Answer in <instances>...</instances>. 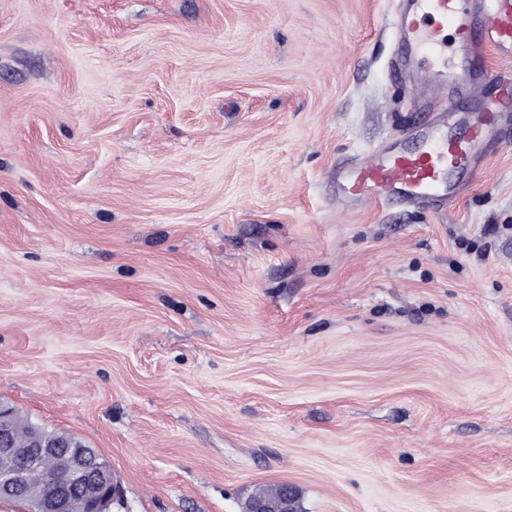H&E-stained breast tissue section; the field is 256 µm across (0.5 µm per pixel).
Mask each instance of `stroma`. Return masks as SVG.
Segmentation results:
<instances>
[{
  "label": "stroma",
  "mask_w": 512,
  "mask_h": 512,
  "mask_svg": "<svg viewBox=\"0 0 512 512\" xmlns=\"http://www.w3.org/2000/svg\"><path fill=\"white\" fill-rule=\"evenodd\" d=\"M391 3L0 0V403L121 512H512V144L331 188L413 145ZM276 487L277 485L256 490L246 501L243 512H247L250 506L251 512H297L295 506L296 493L288 484H284L271 496L258 498L253 501L257 496L269 492Z\"/></svg>",
  "instance_id": "stroma-1"
}]
</instances>
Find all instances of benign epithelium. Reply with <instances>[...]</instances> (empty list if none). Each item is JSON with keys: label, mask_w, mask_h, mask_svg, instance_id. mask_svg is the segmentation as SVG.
<instances>
[{"label": "benign epithelium", "mask_w": 512, "mask_h": 512, "mask_svg": "<svg viewBox=\"0 0 512 512\" xmlns=\"http://www.w3.org/2000/svg\"><path fill=\"white\" fill-rule=\"evenodd\" d=\"M10 411L0 406V500L22 502L41 465L57 467L53 490L43 495L33 512H107L120 489L111 466L99 463L93 449L78 448L67 436L34 434L18 440L9 423ZM296 493L287 484L268 497L254 500L251 512H297Z\"/></svg>", "instance_id": "obj_1"}]
</instances>
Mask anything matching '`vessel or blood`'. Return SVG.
Instances as JSON below:
<instances>
[{"label": "vessel or blood", "mask_w": 512, "mask_h": 512, "mask_svg": "<svg viewBox=\"0 0 512 512\" xmlns=\"http://www.w3.org/2000/svg\"><path fill=\"white\" fill-rule=\"evenodd\" d=\"M392 78L426 69L445 92L446 113H423L418 145L374 150L342 169L340 190L380 204L445 207L454 175L470 171L481 144L512 114V72L483 64L487 51L512 60V0H400Z\"/></svg>", "instance_id": "1"}]
</instances>
